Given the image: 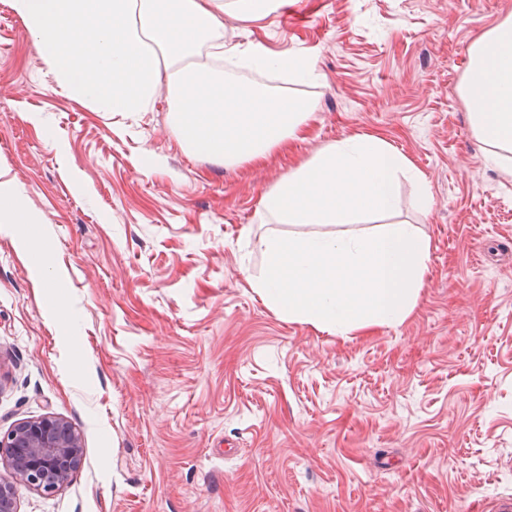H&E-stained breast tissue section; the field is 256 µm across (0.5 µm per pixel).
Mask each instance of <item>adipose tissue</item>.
<instances>
[{
  "mask_svg": "<svg viewBox=\"0 0 512 512\" xmlns=\"http://www.w3.org/2000/svg\"><path fill=\"white\" fill-rule=\"evenodd\" d=\"M59 88L94 111H144L158 89L171 103L183 151L219 166L261 164L298 140L309 109L261 83L237 87L223 74L192 68L208 47L254 70L314 80L306 56H277L259 45H226L224 17L263 18L281 0H10ZM460 92L477 140L494 164L512 166V16L472 46Z\"/></svg>",
  "mask_w": 512,
  "mask_h": 512,
  "instance_id": "obj_1",
  "label": "adipose tissue"
}]
</instances>
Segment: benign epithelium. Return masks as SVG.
<instances>
[{
	"mask_svg": "<svg viewBox=\"0 0 512 512\" xmlns=\"http://www.w3.org/2000/svg\"><path fill=\"white\" fill-rule=\"evenodd\" d=\"M80 432L66 419L46 415L19 423L0 435V458L9 473L0 475V512H17L21 487L52 492L80 466Z\"/></svg>",
	"mask_w": 512,
	"mask_h": 512,
	"instance_id": "benign-epithelium-1",
	"label": "benign epithelium"
}]
</instances>
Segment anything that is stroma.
I'll return each instance as SVG.
<instances>
[{
	"label": "stroma",
	"mask_w": 512,
	"mask_h": 512,
	"mask_svg": "<svg viewBox=\"0 0 512 512\" xmlns=\"http://www.w3.org/2000/svg\"><path fill=\"white\" fill-rule=\"evenodd\" d=\"M512 0H284L224 18L227 44L311 57L289 82L304 140L262 167L187 155L165 91L136 117L62 94L0 0V182L40 222L50 316L26 253L0 229V435L55 414L81 433L58 490L17 512H490L512 498V172L490 163L459 88L472 44ZM375 134L426 178L395 221L431 241L402 324L317 330L267 307L254 241L263 193L348 135ZM161 157L145 173L141 153ZM250 238H243V231Z\"/></svg>",
	"instance_id": "obj_1"
}]
</instances>
